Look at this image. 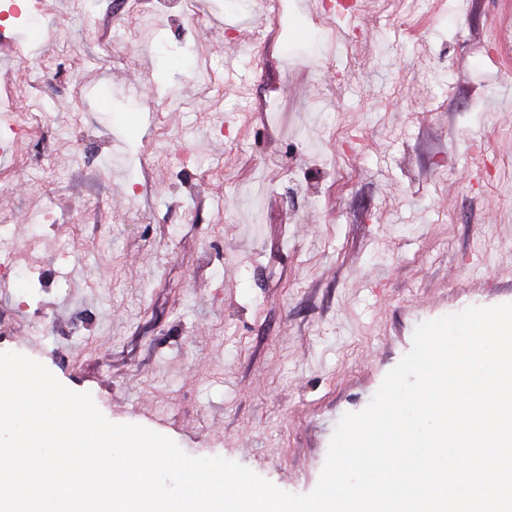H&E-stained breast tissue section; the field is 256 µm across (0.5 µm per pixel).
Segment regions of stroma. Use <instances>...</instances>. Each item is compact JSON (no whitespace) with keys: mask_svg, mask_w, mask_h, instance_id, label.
Listing matches in <instances>:
<instances>
[{"mask_svg":"<svg viewBox=\"0 0 512 512\" xmlns=\"http://www.w3.org/2000/svg\"><path fill=\"white\" fill-rule=\"evenodd\" d=\"M353 3L1 24L0 127L50 125L44 156L0 154V243L37 244L0 282V352L306 494L419 323L512 303V0Z\"/></svg>","mask_w":512,"mask_h":512,"instance_id":"35a3bbf8","label":"stroma"}]
</instances>
